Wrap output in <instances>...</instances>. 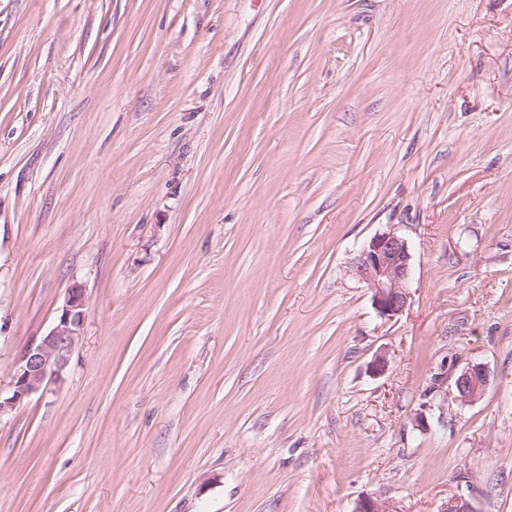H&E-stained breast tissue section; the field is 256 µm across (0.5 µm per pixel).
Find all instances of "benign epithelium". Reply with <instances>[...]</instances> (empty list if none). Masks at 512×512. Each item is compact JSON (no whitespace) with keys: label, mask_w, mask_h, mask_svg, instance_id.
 <instances>
[{"label":"benign epithelium","mask_w":512,"mask_h":512,"mask_svg":"<svg viewBox=\"0 0 512 512\" xmlns=\"http://www.w3.org/2000/svg\"><path fill=\"white\" fill-rule=\"evenodd\" d=\"M351 274L371 292L377 314L388 320L408 306V284L413 272V255L407 240L394 229L380 231L366 241L351 262ZM85 288L74 283L58 309L55 325L33 338L19 353L11 378V395L0 398V417L11 412L49 384L63 381L85 319ZM488 384L486 369L470 365L460 371L451 387L453 399L473 402Z\"/></svg>","instance_id":"1"}]
</instances>
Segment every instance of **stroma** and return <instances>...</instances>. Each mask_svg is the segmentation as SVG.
Wrapping results in <instances>:
<instances>
[{
  "mask_svg": "<svg viewBox=\"0 0 512 512\" xmlns=\"http://www.w3.org/2000/svg\"><path fill=\"white\" fill-rule=\"evenodd\" d=\"M76 281L0 512H512V0H0V392ZM351 274L371 292L377 314L392 320L408 306L413 255L407 240L394 229L375 233L351 262ZM487 384L486 369L479 364L470 365L457 374L450 394L455 401L466 404L481 397Z\"/></svg>",
  "mask_w": 512,
  "mask_h": 512,
  "instance_id": "1",
  "label": "stroma"
}]
</instances>
